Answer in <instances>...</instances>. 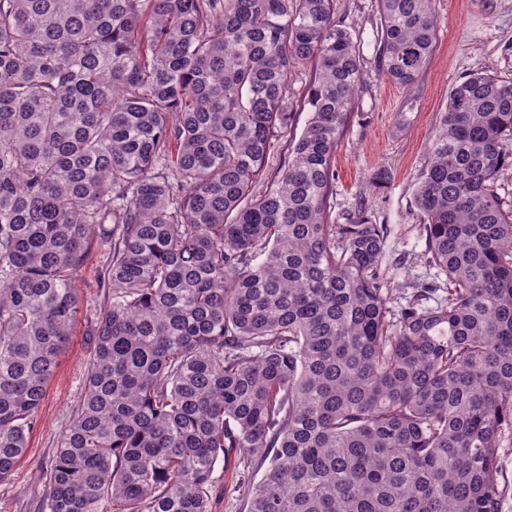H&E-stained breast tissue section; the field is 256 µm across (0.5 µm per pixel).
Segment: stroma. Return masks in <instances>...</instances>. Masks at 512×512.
<instances>
[{
  "label": "stroma",
  "mask_w": 512,
  "mask_h": 512,
  "mask_svg": "<svg viewBox=\"0 0 512 512\" xmlns=\"http://www.w3.org/2000/svg\"><path fill=\"white\" fill-rule=\"evenodd\" d=\"M433 7L437 31L432 56L417 82L403 86L378 75L377 0H335L337 18L361 41L363 79L336 147L333 202L340 214L356 196L366 195L376 223L389 225L390 249L408 257L405 268L391 276L394 289L426 272L422 217L413 195L439 112L452 89L476 69L512 80V0H433ZM380 167L389 170L391 180L378 190L371 176ZM109 260V244L95 242L78 273L81 313L48 383L27 451L12 476L0 483V512H43L51 464L83 398L88 332L110 294L103 281ZM237 480L233 469L216 464L212 512H244Z\"/></svg>",
  "instance_id": "obj_1"
}]
</instances>
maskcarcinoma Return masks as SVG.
I'll return each instance as SVG.
<instances>
[{"label":"carcinoma","instance_id":"cac0c4a2","mask_svg":"<svg viewBox=\"0 0 512 512\" xmlns=\"http://www.w3.org/2000/svg\"><path fill=\"white\" fill-rule=\"evenodd\" d=\"M378 5L379 71L411 85L432 0ZM361 61L334 0H0V482L97 236L111 296L46 512H211L220 459L245 512H503L512 80L478 69L439 113L414 192L435 274L396 307L388 225L331 205ZM311 67L303 65L297 67L289 80V96L297 112L295 116L296 133L299 135L308 119L307 107L303 106V95L310 82Z\"/></svg>","mask_w":512,"mask_h":512}]
</instances>
